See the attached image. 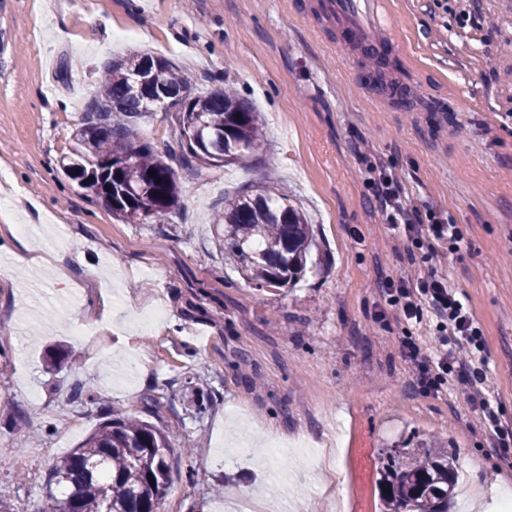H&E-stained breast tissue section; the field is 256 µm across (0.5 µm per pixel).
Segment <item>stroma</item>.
<instances>
[{
    "instance_id": "35a3bbf8",
    "label": "stroma",
    "mask_w": 512,
    "mask_h": 512,
    "mask_svg": "<svg viewBox=\"0 0 512 512\" xmlns=\"http://www.w3.org/2000/svg\"><path fill=\"white\" fill-rule=\"evenodd\" d=\"M318 0H0V196L52 268L0 277V512H34L54 462L120 409L172 430L161 512H380L378 461L431 441L456 449L466 512H505L512 447L488 436L468 386L421 390L405 324L379 288L423 252L377 210L369 170L386 161L410 200L462 230L441 273L487 355L481 387L512 425V12L498 0H376L414 100L367 81L320 20ZM167 60L196 95L252 100L265 145L197 175L181 164L179 114L142 117L181 186L165 223L112 216L59 161L112 58ZM274 186L314 226V263L293 288L259 291L224 258L211 216L246 186ZM112 284V308L70 310Z\"/></svg>"
}]
</instances>
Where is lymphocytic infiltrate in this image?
I'll list each match as a JSON object with an SVG mask.
<instances>
[{
  "instance_id": "1",
  "label": "lymphocytic infiltrate",
  "mask_w": 512,
  "mask_h": 512,
  "mask_svg": "<svg viewBox=\"0 0 512 512\" xmlns=\"http://www.w3.org/2000/svg\"><path fill=\"white\" fill-rule=\"evenodd\" d=\"M373 172L372 197L386 223L425 247L426 261H436L443 254L442 243L459 239L458 225L443 214L413 204L398 176L387 168L377 166ZM382 288L397 293L398 312L407 324H421L428 316L435 319L442 334L439 349L432 353L410 337L401 343L402 353L415 367L417 382L424 390L440 392L452 375L473 387L480 384L483 370L476 358V341L482 336L481 329L447 279L433 269L413 278L384 280Z\"/></svg>"
}]
</instances>
